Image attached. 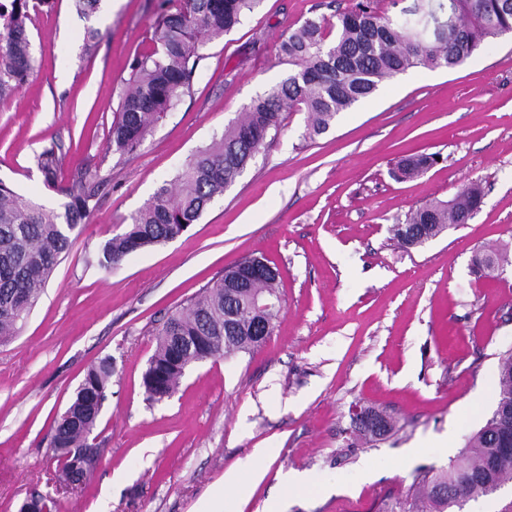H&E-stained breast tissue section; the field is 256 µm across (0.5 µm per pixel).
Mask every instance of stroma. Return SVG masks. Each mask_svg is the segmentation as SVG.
<instances>
[{"mask_svg": "<svg viewBox=\"0 0 512 512\" xmlns=\"http://www.w3.org/2000/svg\"><path fill=\"white\" fill-rule=\"evenodd\" d=\"M160 3L102 0L88 20L71 0L32 13L35 67L0 99V181L61 209L36 163L51 145L59 182L108 180L19 335L0 345V512L34 494L53 495L57 512H224L228 501L237 512L274 501L280 512H379L418 467L447 466L483 425L498 360L512 351V264L488 275L474 266L485 250L512 247V34L456 69L396 75L315 140L304 137L305 113L287 114L186 232L105 271L91 262L98 247L288 77L281 39L350 0H262L207 45L190 93L122 156L109 147L112 121L134 59L153 45ZM411 154L439 161L395 179ZM471 181L484 199L469 224L397 245L393 225ZM251 256L281 274L273 334L251 353L195 365L171 398L146 402L142 374L167 317ZM108 355L95 430L105 453L86 484L56 491L53 421ZM356 405L394 413L400 431L351 445ZM229 471L241 476L230 489ZM295 477L305 486H289Z\"/></svg>", "mask_w": 512, "mask_h": 512, "instance_id": "35a3bbf8", "label": "stroma"}]
</instances>
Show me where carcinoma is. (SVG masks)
<instances>
[{"instance_id":"1","label":"carcinoma","mask_w":512,"mask_h":512,"mask_svg":"<svg viewBox=\"0 0 512 512\" xmlns=\"http://www.w3.org/2000/svg\"><path fill=\"white\" fill-rule=\"evenodd\" d=\"M261 0H163L154 28L153 48L133 63L124 82L120 110L112 122L110 147L122 156L134 153L164 114L190 90L205 58L204 48L230 32ZM30 0H0V99L19 90L35 65L28 21ZM512 31V0H419L411 10L391 15L381 0H355L337 21L307 19L284 38L280 54L296 70L277 88L253 98L206 147L193 154L173 182L161 186L134 214L124 232L104 242L93 257L110 271L129 255L173 239L197 221L215 198L234 185L255 161L267 138L283 127L285 113H306V135L326 133L337 116L373 95L382 82L410 68L455 69L495 46ZM45 185L67 198L64 211L15 193L0 182V343L12 339L38 303L56 267L69 254L71 234L89 212V204L107 184L81 178L60 186L55 176L61 158L52 148L36 157ZM436 163L433 156L400 159L395 175L414 178ZM477 182L464 185L451 201H429L392 226L407 248L435 238L448 225L473 216L483 203ZM262 258L246 257L224 270L188 305L172 313L158 333L142 376L150 403L172 397L186 370L213 357L249 353L253 336H271L282 312L277 269L259 270L242 288L239 272ZM272 307L255 318L253 297ZM114 372L106 356L93 364L70 404L54 421L51 445L62 449L60 477L71 481L91 458L76 454L91 438ZM498 401L485 424L449 465L419 467L410 487L390 495L383 512H462L464 506L512 484V450L496 441L512 438V354L496 369ZM353 426L358 439L384 440L398 431L387 413L366 407ZM496 465L488 469L486 462Z\"/></svg>"}]
</instances>
